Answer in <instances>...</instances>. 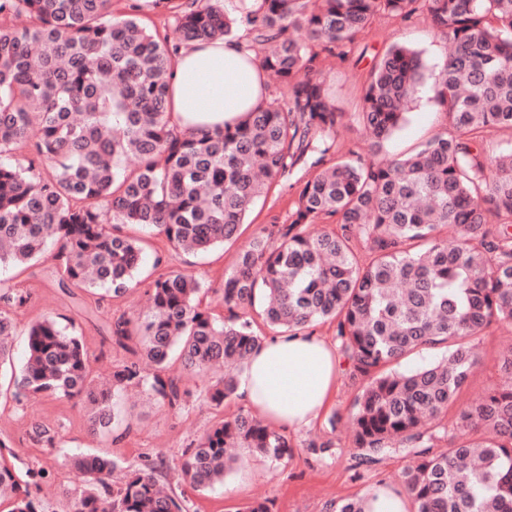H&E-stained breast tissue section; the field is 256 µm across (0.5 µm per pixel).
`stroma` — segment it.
<instances>
[{"instance_id":"stroma-1","label":"stroma","mask_w":512,"mask_h":512,"mask_svg":"<svg viewBox=\"0 0 512 512\" xmlns=\"http://www.w3.org/2000/svg\"><path fill=\"white\" fill-rule=\"evenodd\" d=\"M394 41L416 48L425 68L419 90L411 102L406 124L386 143L384 154L393 157L409 152L427 139L449 128V121L436 98V83L442 68L447 43L430 27L424 12L408 19L381 17L375 22V33L359 37L347 46L346 59L331 57L321 70L326 85L337 105L345 112L360 111L364 80L375 58ZM297 197L293 188H274L251 207L241 236L211 252L187 256L172 250L166 240L156 234H144V261L139 283L119 298L98 299L83 294L88 306L98 307L97 317L86 318L76 313V306L49 279L57 262L54 250L24 266L0 268V278L28 288L31 304L14 312L18 332L14 336L13 362L22 364L26 351L25 328L44 316L59 322L74 323L82 333L89 354L92 374H100L121 364L127 358L124 350L104 337L106 321L121 315L142 311L145 289L158 272L186 269L202 283L201 297L215 315H223L219 287L225 271L231 270L237 253L260 228L271 219L287 221ZM162 255L161 268H154L155 255ZM512 346V326L495 325L480 337L476 349L478 363L463 390L455 410L448 414L449 428L460 425L461 410L473 406L491 389L512 382V372L503 367V353ZM167 372L181 378L193 398L186 410L174 414L159 407L145 393L135 391L115 394L111 405L118 418L113 437L91 434L86 422V409L79 400L65 402L36 401L28 403L25 415H18L14 387L8 373L0 374V432L9 436L15 458L43 466L46 476L33 494L48 504L53 512H69L67 491L80 487L86 477L72 463L79 454L113 455L125 464L138 465L143 456L163 458L167 479L177 491L190 500L194 512H243L244 507L257 501L267 502L271 512H329L330 503L360 498L379 486H399L402 472L413 462L406 449L389 454L379 464L359 465L354 456L350 429L346 420L364 382L354 376L349 363H342L332 397L309 428L288 431L293 446L291 457L271 461L240 449L236 468L223 484L195 491L179 480L180 465L186 447L200 438L212 425L215 412L202 397L209 383L208 376L184 370L179 358H171ZM337 425H329L330 417ZM39 420L57 427L59 439L54 446L35 445L28 437L29 423ZM331 441L335 449L332 458L314 454L310 441Z\"/></svg>"}]
</instances>
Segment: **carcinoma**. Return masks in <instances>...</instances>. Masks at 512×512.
<instances>
[{
	"instance_id": "obj_1",
	"label": "carcinoma",
	"mask_w": 512,
	"mask_h": 512,
	"mask_svg": "<svg viewBox=\"0 0 512 512\" xmlns=\"http://www.w3.org/2000/svg\"><path fill=\"white\" fill-rule=\"evenodd\" d=\"M165 5L171 27L143 22ZM426 13L450 43L437 99L454 134H438L400 158L341 159L336 130L345 112L312 76L319 54L344 47L379 15ZM245 26L260 64L286 89L234 125L202 134L171 122L170 76L182 45L237 35ZM419 52L393 42L376 58L355 120L375 154L406 121L423 78ZM512 131V0H253L236 13L222 0H0V267L34 261L50 243L71 289L118 297L132 287L149 228L168 245L202 254L235 240L253 202L293 170L304 172L290 221L265 225L238 254L221 285L226 315L201 306L202 286L185 270L160 274L145 314L107 324L130 357L105 387L91 374L82 336L52 318L27 328L15 399H79L94 433L114 426L112 394L140 387L176 412L192 396L163 373L174 351L188 370L228 372L206 390L216 410L235 398L238 377L266 339L240 311L255 305L276 333L336 322L340 349L367 383L350 424L361 464L396 445L414 448L402 478L414 512H512V383L461 414L464 430L435 453L424 426L441 422L475 366L473 349L494 324L512 325V150L491 154V130ZM33 142L24 166L10 156ZM52 173L44 176L37 167ZM334 219L336 227H312ZM453 230V240L441 237ZM371 260L359 262L357 246ZM31 293L0 279V368L12 365L15 322ZM444 347L448 358L411 371L400 360ZM494 437H484L486 431ZM29 435L54 445L58 431L34 421ZM247 448L282 460L288 437L243 410L215 421L185 451L182 479L204 490L224 483ZM74 466L86 483L68 493L71 512H189L185 496L161 483L165 462L146 456L122 481L109 455ZM45 470L0 464V501L11 512H52L31 492Z\"/></svg>"
}]
</instances>
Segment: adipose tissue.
I'll return each instance as SVG.
<instances>
[{
    "label": "adipose tissue",
    "instance_id": "ef3b65f1",
    "mask_svg": "<svg viewBox=\"0 0 512 512\" xmlns=\"http://www.w3.org/2000/svg\"><path fill=\"white\" fill-rule=\"evenodd\" d=\"M267 98L264 72L246 39L196 41L181 48L170 80L169 110L183 128L211 129ZM339 360L307 330L266 339L249 358L237 394L261 418L294 431L327 403Z\"/></svg>",
    "mask_w": 512,
    "mask_h": 512
}]
</instances>
